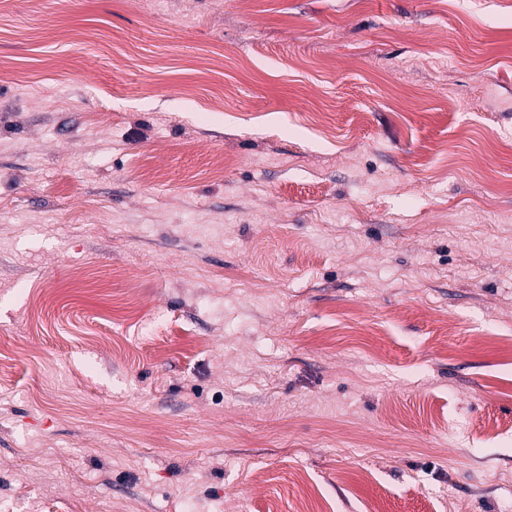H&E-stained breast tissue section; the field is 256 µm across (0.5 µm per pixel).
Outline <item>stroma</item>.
Here are the masks:
<instances>
[{"mask_svg":"<svg viewBox=\"0 0 512 512\" xmlns=\"http://www.w3.org/2000/svg\"><path fill=\"white\" fill-rule=\"evenodd\" d=\"M512 0H0V512H512Z\"/></svg>","mask_w":512,"mask_h":512,"instance_id":"35a3bbf8","label":"stroma"}]
</instances>
